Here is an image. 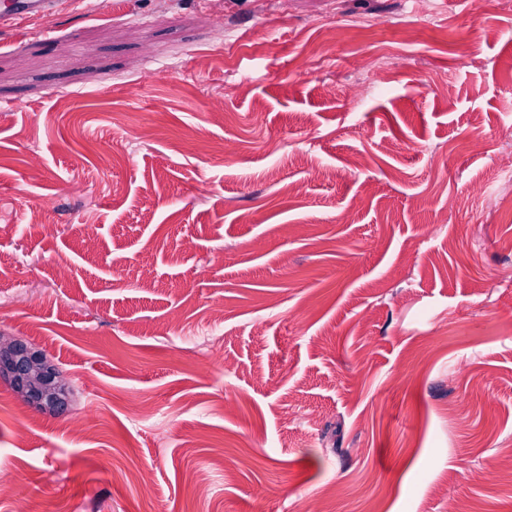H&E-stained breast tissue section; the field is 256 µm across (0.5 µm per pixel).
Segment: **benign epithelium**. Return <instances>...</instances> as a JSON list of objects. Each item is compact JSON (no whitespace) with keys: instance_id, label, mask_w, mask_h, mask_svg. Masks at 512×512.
Returning a JSON list of instances; mask_svg holds the SVG:
<instances>
[{"instance_id":"7a95c632","label":"benign epithelium","mask_w":512,"mask_h":512,"mask_svg":"<svg viewBox=\"0 0 512 512\" xmlns=\"http://www.w3.org/2000/svg\"><path fill=\"white\" fill-rule=\"evenodd\" d=\"M47 414L64 410L70 389L44 351L20 339L0 337V380Z\"/></svg>"}]
</instances>
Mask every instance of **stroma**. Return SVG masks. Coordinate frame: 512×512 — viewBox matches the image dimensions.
<instances>
[{
	"label": "stroma",
	"instance_id": "1",
	"mask_svg": "<svg viewBox=\"0 0 512 512\" xmlns=\"http://www.w3.org/2000/svg\"><path fill=\"white\" fill-rule=\"evenodd\" d=\"M511 152L512 0L1 26L0 512H512ZM47 414L64 410L70 389L44 351L20 339L0 336V380Z\"/></svg>",
	"mask_w": 512,
	"mask_h": 512
}]
</instances>
